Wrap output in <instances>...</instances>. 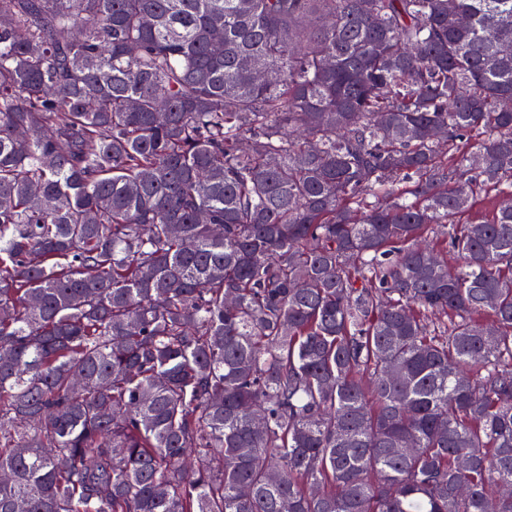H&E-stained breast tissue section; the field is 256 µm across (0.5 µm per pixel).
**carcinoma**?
<instances>
[{
    "mask_svg": "<svg viewBox=\"0 0 512 512\" xmlns=\"http://www.w3.org/2000/svg\"><path fill=\"white\" fill-rule=\"evenodd\" d=\"M504 42L512 0H0V512H486Z\"/></svg>",
    "mask_w": 512,
    "mask_h": 512,
    "instance_id": "cac0c4a2",
    "label": "carcinoma"
}]
</instances>
